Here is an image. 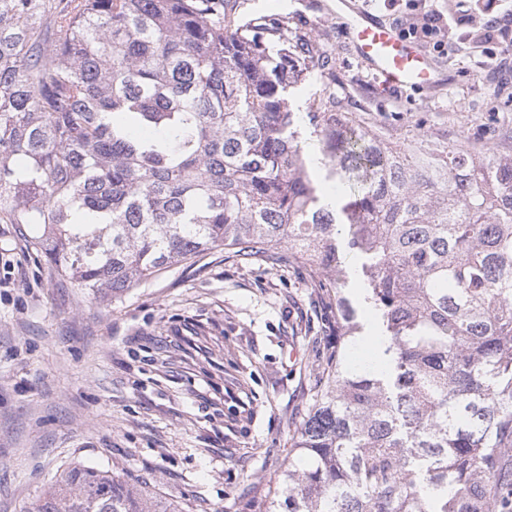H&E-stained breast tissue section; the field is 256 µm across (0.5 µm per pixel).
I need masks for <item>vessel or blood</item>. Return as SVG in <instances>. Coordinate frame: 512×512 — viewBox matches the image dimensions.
I'll return each mask as SVG.
<instances>
[{"label":"vessel or blood","instance_id":"vessel-or-blood-1","mask_svg":"<svg viewBox=\"0 0 512 512\" xmlns=\"http://www.w3.org/2000/svg\"><path fill=\"white\" fill-rule=\"evenodd\" d=\"M348 32L360 58L383 76L389 87H431L439 81L436 68L417 44L395 26L358 13H344Z\"/></svg>","mask_w":512,"mask_h":512}]
</instances>
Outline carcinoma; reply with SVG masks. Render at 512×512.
<instances>
[{"label": "carcinoma", "instance_id": "obj_1", "mask_svg": "<svg viewBox=\"0 0 512 512\" xmlns=\"http://www.w3.org/2000/svg\"><path fill=\"white\" fill-rule=\"evenodd\" d=\"M246 4L0 0V223L95 297L217 248L320 271L336 345L258 512H512V157L356 125L321 40ZM28 512L177 509L77 464Z\"/></svg>", "mask_w": 512, "mask_h": 512}]
</instances>
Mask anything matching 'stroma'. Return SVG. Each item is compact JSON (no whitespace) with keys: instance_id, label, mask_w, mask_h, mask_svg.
Instances as JSON below:
<instances>
[{"instance_id":"obj_1","label":"stroma","mask_w":512,"mask_h":512,"mask_svg":"<svg viewBox=\"0 0 512 512\" xmlns=\"http://www.w3.org/2000/svg\"><path fill=\"white\" fill-rule=\"evenodd\" d=\"M258 16L327 41L336 94L387 140L512 156L506 39L474 43L485 0H365L421 38L441 81L380 90L333 0H247ZM228 249L204 253L112 298L53 274L23 224L0 223V512H26L81 462L118 469L179 512H253L277 486L329 341L320 273Z\"/></svg>"}]
</instances>
